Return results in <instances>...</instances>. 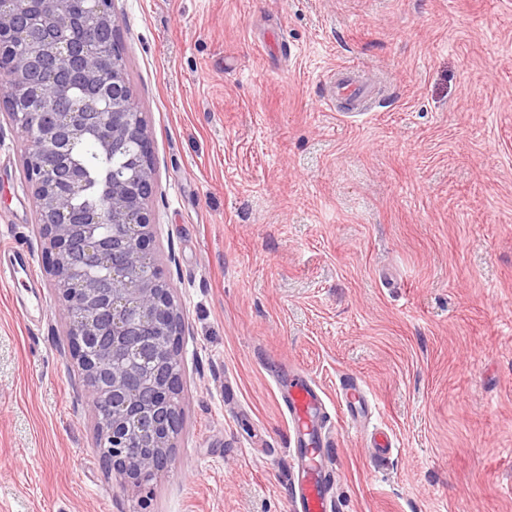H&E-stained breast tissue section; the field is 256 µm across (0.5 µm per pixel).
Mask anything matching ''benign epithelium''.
Instances as JSON below:
<instances>
[{
  "mask_svg": "<svg viewBox=\"0 0 512 512\" xmlns=\"http://www.w3.org/2000/svg\"><path fill=\"white\" fill-rule=\"evenodd\" d=\"M113 0H0V105L27 131L26 182L104 465L140 487L173 459L184 317L153 256L148 125L116 51ZM123 157L97 205L77 148Z\"/></svg>",
  "mask_w": 512,
  "mask_h": 512,
  "instance_id": "1",
  "label": "benign epithelium"
}]
</instances>
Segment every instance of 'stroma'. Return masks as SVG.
I'll use <instances>...</instances> for the list:
<instances>
[{
  "label": "stroma",
  "mask_w": 512,
  "mask_h": 512,
  "mask_svg": "<svg viewBox=\"0 0 512 512\" xmlns=\"http://www.w3.org/2000/svg\"><path fill=\"white\" fill-rule=\"evenodd\" d=\"M113 7L185 318L181 430L146 489L104 465L0 116V250L37 282L0 280V512H294L292 367L333 423L335 512H512V0ZM341 66L370 110L331 100ZM346 378L376 402L354 425Z\"/></svg>",
  "instance_id": "obj_1"
}]
</instances>
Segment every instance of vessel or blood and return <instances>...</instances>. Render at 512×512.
I'll return each mask as SVG.
<instances>
[{"label": "vessel or blood", "mask_w": 512, "mask_h": 512, "mask_svg": "<svg viewBox=\"0 0 512 512\" xmlns=\"http://www.w3.org/2000/svg\"><path fill=\"white\" fill-rule=\"evenodd\" d=\"M336 99L361 104L368 95L366 85L353 72L337 77L333 86ZM341 404L346 412L369 405L368 391L354 380L343 381ZM290 418L289 443L299 452L304 465L294 478V491L302 512H334L330 495V460L325 452L326 440L319 425L324 404L318 391L301 375L288 382L286 401Z\"/></svg>", "instance_id": "1"}]
</instances>
